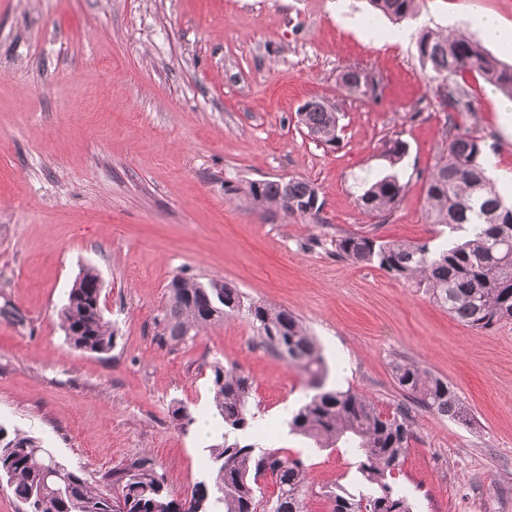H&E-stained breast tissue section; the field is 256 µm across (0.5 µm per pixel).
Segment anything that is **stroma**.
Here are the masks:
<instances>
[{
  "label": "stroma",
  "mask_w": 512,
  "mask_h": 512,
  "mask_svg": "<svg viewBox=\"0 0 512 512\" xmlns=\"http://www.w3.org/2000/svg\"><path fill=\"white\" fill-rule=\"evenodd\" d=\"M487 13L512 30V0H425L396 42L395 23L370 20L367 0H0V303L27 319L20 328L0 318V424L40 437L91 478L148 456L180 499L206 453L169 408L207 414L219 360L249 374L272 446L302 454L315 486L353 479L343 449L308 447L282 428L304 379L245 315L176 348L156 345L170 278H218L301 316L324 346L330 385L380 409L404 399L393 354L448 380L472 422L419 412L396 483L417 512H512V322L463 326L334 246L347 233L436 238L418 174L437 160L448 115L418 60V34L475 37L473 19ZM348 67L381 76L379 100L341 88ZM468 82L474 110L456 122L492 144L490 177L510 195L512 117L499 90ZM317 97L341 116L336 147L297 123ZM396 136L408 152L394 164L385 143ZM391 173L406 196L380 220L357 198ZM279 177L315 184L318 218L274 217L228 191ZM86 266L100 273L117 330L105 355L71 347L57 318Z\"/></svg>",
  "instance_id": "obj_1"
}]
</instances>
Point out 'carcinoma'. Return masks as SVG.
<instances>
[{"mask_svg":"<svg viewBox=\"0 0 512 512\" xmlns=\"http://www.w3.org/2000/svg\"><path fill=\"white\" fill-rule=\"evenodd\" d=\"M373 17L394 21L416 18L423 0H369ZM418 58L435 82L433 95L446 112L474 111L466 76L476 73L512 98V64L473 38L442 35L430 28L417 39ZM368 71L349 68L339 84L350 93L379 98V82L366 83ZM298 123L313 141H338L339 112L329 100L311 99ZM487 145L455 123L446 131L438 160L423 175L425 219L448 228L450 240H378L364 234L336 239V254L355 264L383 270L421 291L462 325L490 329L512 320V203L486 175ZM249 205L284 216L314 218L321 210L311 182L295 178L251 181L235 188ZM405 185L386 175L366 186L359 206L385 217L402 203ZM58 311L66 341L82 352L107 354L115 331L104 317L102 292L94 288L98 270L82 268ZM167 299L154 317L159 347H175L208 326L246 313L260 342L276 355L293 354L289 364L306 378L310 393L288 416V433L319 449L343 448L356 459L350 485L340 482L314 490L309 468L299 455L260 445L266 425L252 397V381L235 364L215 361L210 370V418L220 436L206 446L209 474L178 501L147 457L112 467L98 480L59 461L41 438L8 431L0 424V480L21 512H308L307 500L323 499L327 512H415L416 505L393 479L400 472L414 436L416 410L466 422L469 410L448 381L402 355L390 362L392 377L411 404L391 411L378 408L353 389L325 387L327 364L316 336L295 313L266 302H249L240 289L221 279L201 281L177 274L166 285ZM0 317L18 327L26 318L6 301ZM172 421L184 432L197 421L177 403ZM274 491L266 494V484Z\"/></svg>","mask_w":512,"mask_h":512,"instance_id":"carcinoma-1","label":"carcinoma"}]
</instances>
